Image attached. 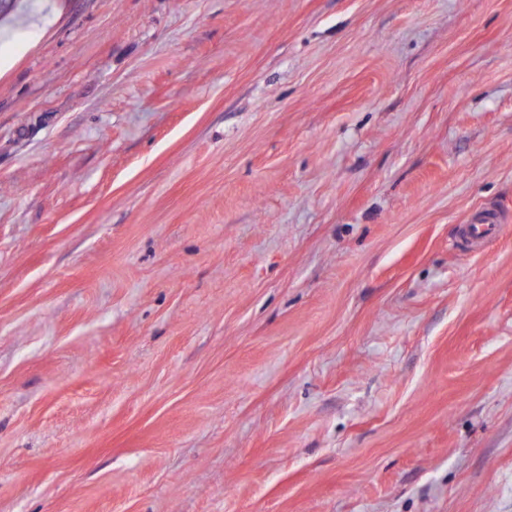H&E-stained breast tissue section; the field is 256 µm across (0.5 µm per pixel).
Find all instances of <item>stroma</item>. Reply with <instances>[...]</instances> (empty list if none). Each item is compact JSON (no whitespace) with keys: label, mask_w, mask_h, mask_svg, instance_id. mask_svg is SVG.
<instances>
[{"label":"stroma","mask_w":512,"mask_h":512,"mask_svg":"<svg viewBox=\"0 0 512 512\" xmlns=\"http://www.w3.org/2000/svg\"><path fill=\"white\" fill-rule=\"evenodd\" d=\"M512 0H31L0 25V512H512ZM502 218L495 209H483L476 212L468 224L460 226L461 237L473 249H480L504 230Z\"/></svg>","instance_id":"obj_1"}]
</instances>
